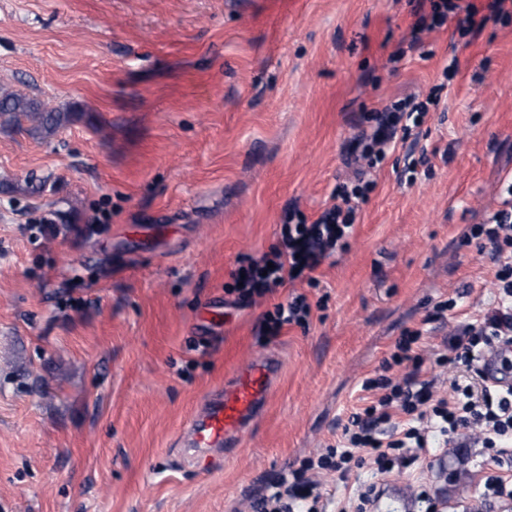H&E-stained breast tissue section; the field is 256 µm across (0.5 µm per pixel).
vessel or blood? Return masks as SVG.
<instances>
[{
	"mask_svg": "<svg viewBox=\"0 0 512 512\" xmlns=\"http://www.w3.org/2000/svg\"><path fill=\"white\" fill-rule=\"evenodd\" d=\"M278 371L275 355L251 359L225 383L218 398L190 421L183 437L185 447L221 448L232 444L266 405Z\"/></svg>",
	"mask_w": 512,
	"mask_h": 512,
	"instance_id": "b4317fda",
	"label": "vessel or blood"
}]
</instances>
